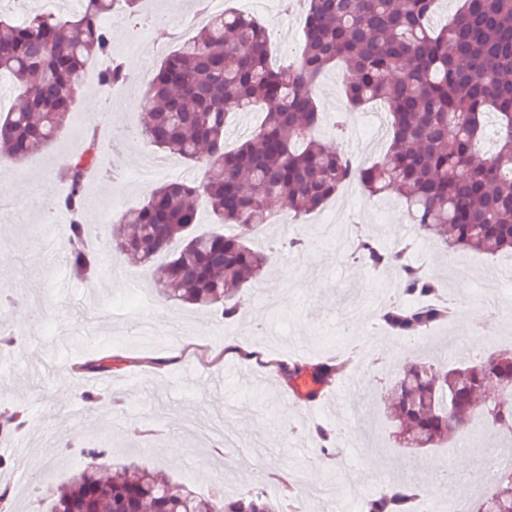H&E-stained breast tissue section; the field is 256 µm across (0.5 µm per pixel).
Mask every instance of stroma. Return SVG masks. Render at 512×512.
<instances>
[{
	"mask_svg": "<svg viewBox=\"0 0 512 512\" xmlns=\"http://www.w3.org/2000/svg\"><path fill=\"white\" fill-rule=\"evenodd\" d=\"M142 6L164 13L168 25L138 43L128 41L127 14L116 10L107 19L112 51L130 75L113 90L119 103L111 108V122L119 127L141 126L147 81L163 58L202 25L196 0H143ZM224 6L265 25L271 65L298 53L303 19L284 13L280 0L264 5L224 0ZM99 68V61L89 62L73 112L48 147L19 162H0V195L14 202L0 213V280L17 300L6 323L23 338L0 358V412L24 409L31 418L26 459L0 447V456L12 462L0 471V482L20 478L28 485L13 500L15 512H45L56 490L85 464V451L98 446L111 452L102 461L104 468L118 462L159 470L204 495L223 478L236 481L243 492L276 494L279 478L285 477L295 488L299 512H324L316 493L320 484L335 485L334 512H358L361 497L375 494L378 481L393 477L435 487L437 467L460 454L466 465L446 492H462L477 467L492 464V452L463 453L453 445L413 453L397 447L380 396L394 375L393 364L405 356L428 358L441 344L449 362L464 365L475 358L477 340L486 350H512V328L497 341L488 337L496 318L485 303L507 299L512 285L502 276L498 259L476 253L448 256L436 242L413 234L411 261L431 272L458 303L455 320L433 330L434 346L422 337L407 344L386 331L369 335L380 300L396 288V277L337 259L338 241L322 234L323 225L335 223L341 209L361 214L356 226L361 234L395 244L409 218L401 201L387 193L335 197L291 224L287 230L303 236L306 246L244 290L242 315L232 323L211 309L161 300L150 269L121 257L112 267H120L123 277H114L112 267H106L95 280H78L66 261L64 239L44 232L41 213L67 192L56 174L82 148L76 130L96 122L87 101L99 92ZM383 112L380 105L351 111L344 132L326 124L318 136L379 160L383 152L374 148L372 132ZM117 151L112 177L96 179L85 190L90 200L86 211L96 230L170 179L165 172L142 179V166L159 155L147 141L124 143ZM229 341L271 359L307 365L355 346L367 361L386 356L392 365L358 372L361 391L321 410L326 423L348 429L335 454L326 457L318 448H306L313 425L307 413L291 405L285 382L272 370L225 354ZM106 357L112 360L111 372H80V364ZM92 381L111 386L121 405L88 410L81 395ZM216 419L238 438V447H217L208 433Z\"/></svg>",
	"mask_w": 512,
	"mask_h": 512,
	"instance_id": "35a3bbf8",
	"label": "stroma"
}]
</instances>
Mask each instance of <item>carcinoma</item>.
Returning a JSON list of instances; mask_svg holds the SVG:
<instances>
[{
    "label": "carcinoma",
    "instance_id": "obj_1",
    "mask_svg": "<svg viewBox=\"0 0 512 512\" xmlns=\"http://www.w3.org/2000/svg\"><path fill=\"white\" fill-rule=\"evenodd\" d=\"M438 0H304V40L298 57L274 68L267 61L266 27L234 11L210 16L192 41L168 55L143 98L138 135L188 163L203 162L205 182L174 181L105 226L100 243L83 223L87 173L98 167L97 131L60 171L68 193L60 204L67 224V262L73 274L97 275L103 256L119 254L154 265L159 295L213 308L227 322L239 317L240 292L258 279L271 255L253 245L270 225V204L288 199L299 218L319 209L349 183L366 192L397 194L421 234L444 251L512 257V0H462L447 24L434 23ZM135 16L141 0H85L74 16L36 13L17 22L0 13V77L19 87L0 112V159L20 161L47 147L68 119L89 60L108 61L101 85L128 80L112 55L106 24L115 4ZM342 69L348 106L383 105L389 115L388 151L369 167L322 142L314 90L326 69ZM258 108L263 119L233 150L224 146L231 116ZM216 219L197 231L200 205ZM231 225L237 233L227 235ZM178 241L180 247L169 251ZM167 254L161 264L155 258ZM407 249L358 238L359 263L387 270L412 303L393 302L380 314L387 329L416 337L454 315L442 287L407 261ZM336 357L313 368L326 378L345 368ZM291 382L306 366L272 363ZM495 415L482 424L512 447V352L497 351L467 365L444 358L400 363L388 385L385 417L401 447L443 448L479 425L477 405ZM27 425L17 413L0 422V439ZM320 452L335 449L336 428L316 427ZM105 448H89L87 462L57 493L50 512H287L285 500L264 492L236 498L216 490L200 495L187 485L135 466L101 475ZM400 477L366 499L360 512H413L417 496ZM470 512H512V470L499 474Z\"/></svg>",
    "mask_w": 512,
    "mask_h": 512
}]
</instances>
